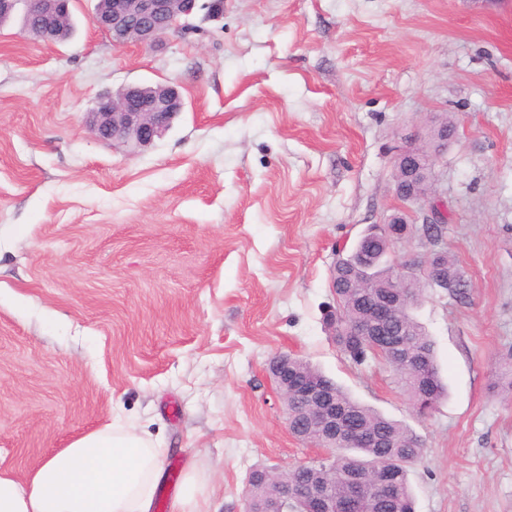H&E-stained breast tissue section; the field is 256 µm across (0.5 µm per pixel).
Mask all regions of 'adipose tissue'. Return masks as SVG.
I'll list each match as a JSON object with an SVG mask.
<instances>
[{
  "label": "adipose tissue",
  "mask_w": 512,
  "mask_h": 512,
  "mask_svg": "<svg viewBox=\"0 0 512 512\" xmlns=\"http://www.w3.org/2000/svg\"><path fill=\"white\" fill-rule=\"evenodd\" d=\"M161 456L120 430L85 434L25 478L0 464V512H151Z\"/></svg>",
  "instance_id": "obj_1"
}]
</instances>
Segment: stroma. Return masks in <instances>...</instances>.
Listing matches in <instances>:
<instances>
[{
  "instance_id": "obj_1",
  "label": "stroma",
  "mask_w": 512,
  "mask_h": 512,
  "mask_svg": "<svg viewBox=\"0 0 512 512\" xmlns=\"http://www.w3.org/2000/svg\"><path fill=\"white\" fill-rule=\"evenodd\" d=\"M95 4L53 46L0 25V459L23 476L114 426L161 449L167 512L189 482L244 512L252 468L317 453L269 376L292 354L421 437L415 512H512V0H224L152 47L112 44ZM159 83L184 109L149 146L87 130L99 95ZM443 116L472 288L413 310L448 388L420 417L325 315L336 246L398 207L401 137Z\"/></svg>"
}]
</instances>
